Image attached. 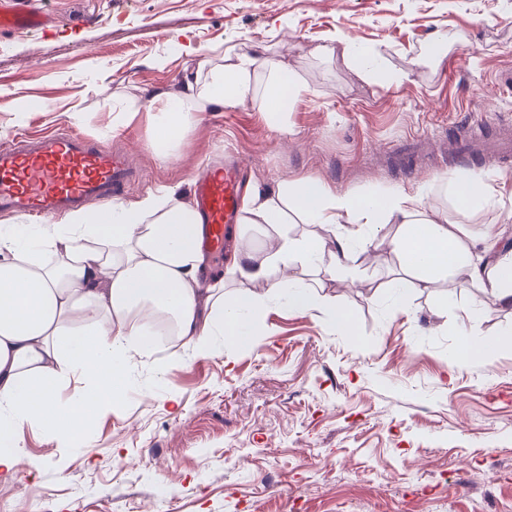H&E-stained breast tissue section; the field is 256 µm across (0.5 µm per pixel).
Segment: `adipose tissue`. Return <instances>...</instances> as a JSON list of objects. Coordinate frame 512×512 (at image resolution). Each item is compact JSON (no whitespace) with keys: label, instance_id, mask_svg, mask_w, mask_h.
<instances>
[{"label":"adipose tissue","instance_id":"adipose-tissue-1","mask_svg":"<svg viewBox=\"0 0 512 512\" xmlns=\"http://www.w3.org/2000/svg\"><path fill=\"white\" fill-rule=\"evenodd\" d=\"M305 90L287 66L251 50L224 54L219 63L201 60L175 89L147 95L158 156L168 158V146L212 107L249 100L275 119ZM291 209L304 223L327 226L332 243L280 232ZM241 221L275 241L265 257H234L233 272L246 280L267 279L275 264L317 266L335 253L349 256L355 243L344 225L393 224L402 287L416 278L459 275L476 282L482 298L512 307V249L501 246L494 225L475 234L463 224L439 223L416 195L340 193L306 177L270 193L252 190ZM199 233L190 204L174 187L48 224L0 226V478L15 477L26 462L16 442L23 425L37 422L70 440L121 399L126 360L146 351L158 310L169 309L182 345L202 353L213 351L219 336L233 344L251 339L265 302L228 298L223 281L203 282ZM50 254L58 264L47 262ZM288 305L322 311L338 330L352 328L349 313L325 305L310 284L290 285ZM67 374L87 383L65 405L58 388Z\"/></svg>","mask_w":512,"mask_h":512}]
</instances>
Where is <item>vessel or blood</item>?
<instances>
[{"mask_svg":"<svg viewBox=\"0 0 512 512\" xmlns=\"http://www.w3.org/2000/svg\"><path fill=\"white\" fill-rule=\"evenodd\" d=\"M46 15L19 4L0 6V27L42 29ZM496 154L512 153V127L501 126L495 139L472 132L457 155L479 156L486 146ZM133 178L129 156L88 136L48 133L0 146V213L47 216L88 202L110 203L121 197ZM242 178L232 161L203 173L193 186L194 209L205 226L204 249L223 251L240 221Z\"/></svg>","mask_w":512,"mask_h":512,"instance_id":"1","label":"vessel or blood"}]
</instances>
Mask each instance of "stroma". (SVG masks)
I'll return each instance as SVG.
<instances>
[{
    "instance_id": "1",
    "label": "stroma",
    "mask_w": 512,
    "mask_h": 512,
    "mask_svg": "<svg viewBox=\"0 0 512 512\" xmlns=\"http://www.w3.org/2000/svg\"><path fill=\"white\" fill-rule=\"evenodd\" d=\"M49 31L0 29V145L64 127L128 150L132 202L161 186L189 193L203 166L238 154L247 186L312 177L340 192L419 193L437 221L512 244V157L448 160L464 121L512 120V0H22ZM342 37L367 48L363 76ZM448 43L445 57L424 59ZM257 49L308 91L274 123L251 102L205 113L168 160L146 114L116 124L142 90H168L199 56ZM80 110V121L68 113ZM477 176L495 202L458 207L449 176ZM395 225L367 231L342 267L234 274V256L269 242L238 225L209 257L228 295H265L288 278L346 309L353 332L320 311L281 305L252 343L200 354L150 346L123 400L76 441L41 424L19 444L33 462L0 480V512H512V347L450 368L462 327L481 345L512 332V307L480 309L472 285L441 277L399 297Z\"/></svg>"
}]
</instances>
